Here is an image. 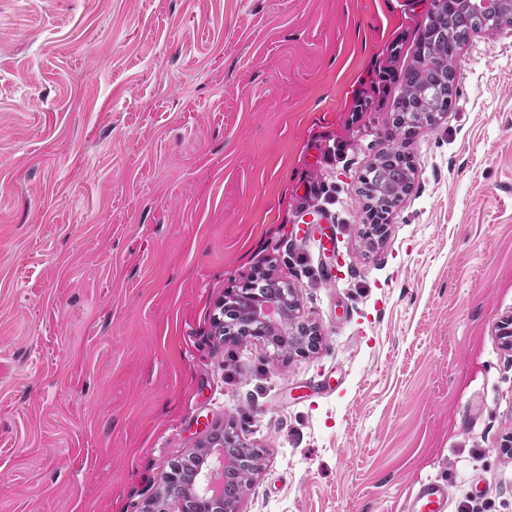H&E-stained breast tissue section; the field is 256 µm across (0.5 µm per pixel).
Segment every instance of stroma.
I'll use <instances>...</instances> for the list:
<instances>
[{
    "label": "stroma",
    "instance_id": "1",
    "mask_svg": "<svg viewBox=\"0 0 512 512\" xmlns=\"http://www.w3.org/2000/svg\"><path fill=\"white\" fill-rule=\"evenodd\" d=\"M433 0H0V512H142L206 429L240 512H512V27L392 107ZM390 67L386 89L367 82ZM411 187L371 231L362 178ZM292 288L316 350L223 338ZM273 288H267L268 293L271 297H274L273 302L265 301L262 290L258 288H251V285L246 283L241 288H237L224 297V301L220 305V317H217V324L220 329L224 330L225 335L237 336V331L233 327L228 325L231 321L228 319L229 315H238L237 309H240L242 313L248 317H254L260 321L259 324L271 325V321L282 316L283 314L289 315L293 318L298 329L296 331L297 336H316L319 337L313 327L306 325L305 323L299 322L298 319V303L292 295V290L281 289L279 284L268 278ZM280 297V298H277ZM270 305L273 310V316H269L264 313L265 306ZM221 330V331H222ZM407 509V512H447L448 485L437 480L421 483Z\"/></svg>",
    "mask_w": 512,
    "mask_h": 512
}]
</instances>
